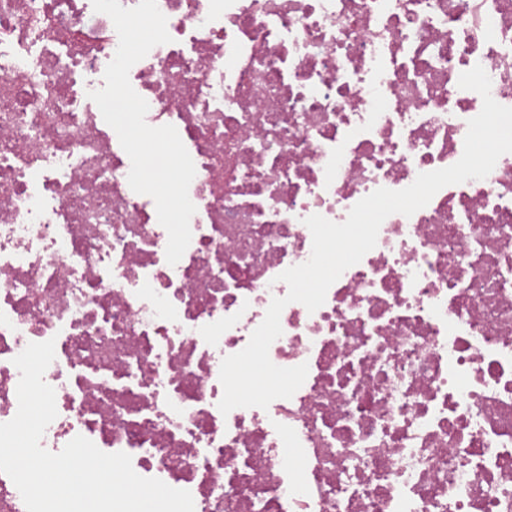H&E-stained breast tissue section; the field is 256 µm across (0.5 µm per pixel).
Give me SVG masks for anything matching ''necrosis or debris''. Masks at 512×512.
<instances>
[{
  "label": "necrosis or debris",
  "mask_w": 512,
  "mask_h": 512,
  "mask_svg": "<svg viewBox=\"0 0 512 512\" xmlns=\"http://www.w3.org/2000/svg\"><path fill=\"white\" fill-rule=\"evenodd\" d=\"M157 4L171 41L129 81L196 168L174 265L89 97L111 18L0 0V423L14 358L51 339L42 447L127 453L194 512H512V153L388 216L316 311L283 309L269 357L308 366L291 398L218 408L223 358L311 255L305 218L455 164L482 109L462 72L512 107V0Z\"/></svg>",
  "instance_id": "necrosis-or-debris-1"
}]
</instances>
